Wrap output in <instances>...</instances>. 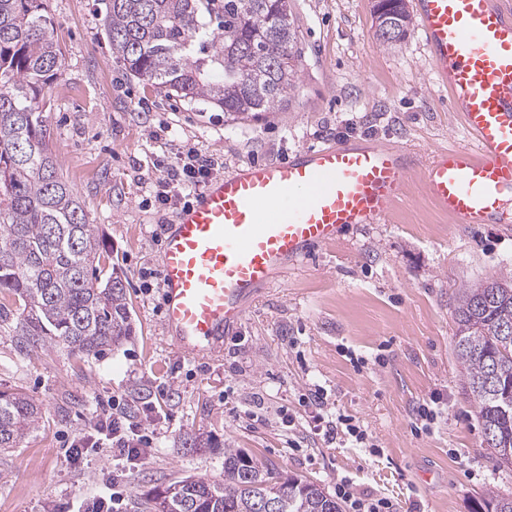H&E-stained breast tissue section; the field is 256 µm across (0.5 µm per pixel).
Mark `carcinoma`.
Listing matches in <instances>:
<instances>
[{
	"instance_id": "1",
	"label": "carcinoma",
	"mask_w": 512,
	"mask_h": 512,
	"mask_svg": "<svg viewBox=\"0 0 512 512\" xmlns=\"http://www.w3.org/2000/svg\"><path fill=\"white\" fill-rule=\"evenodd\" d=\"M112 54L144 84L202 101L241 123L289 102L300 52L290 0H101ZM378 39H403L408 0L373 5ZM44 0H0V293L18 307L25 350L59 339L75 355L97 354L132 335L125 284L102 276L111 252L86 220L56 168L44 107L62 67ZM455 354L462 388L478 407L491 461L512 468V276L458 289ZM40 411L22 393L0 392V451L35 429ZM275 467L224 449V482L187 477L169 512H258L267 497L279 512H342L320 484L275 481ZM474 512H512V496L494 491Z\"/></svg>"
}]
</instances>
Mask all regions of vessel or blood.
<instances>
[{
	"label": "vessel or blood",
	"mask_w": 512,
	"mask_h": 512,
	"mask_svg": "<svg viewBox=\"0 0 512 512\" xmlns=\"http://www.w3.org/2000/svg\"><path fill=\"white\" fill-rule=\"evenodd\" d=\"M413 10L472 147L419 166L398 148L328 143L214 176L176 214L159 258L164 326L179 351H220L261 290L310 247L383 220L413 171L458 223H512V0H413Z\"/></svg>",
	"instance_id": "obj_1"
}]
</instances>
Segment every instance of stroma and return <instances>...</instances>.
<instances>
[{
  "instance_id": "35a3bbf8",
  "label": "stroma",
  "mask_w": 512,
  "mask_h": 512,
  "mask_svg": "<svg viewBox=\"0 0 512 512\" xmlns=\"http://www.w3.org/2000/svg\"><path fill=\"white\" fill-rule=\"evenodd\" d=\"M291 2L302 48L291 102L232 123L130 76L112 53L99 0H46L64 50L46 110L50 148L127 279L134 334L77 356L58 342L22 350L15 321L0 322V391L26 394L42 413L38 428L0 453V512L81 500L114 476L126 486V512H140L144 494L171 481H222L228 448L331 494L343 483L388 499L400 512H470L485 490L512 495V470L495 469L483 447L454 354L455 293L512 274V227L456 223L420 173L381 223L311 249L261 292L220 352L188 357L165 338L156 284L176 210L155 191L180 155L200 151L220 173L325 143L376 142L423 160L467 142L419 29L387 46L375 35L373 0ZM315 384L367 443L332 446L311 434L302 400ZM434 395L439 417L416 432L415 409ZM105 401L153 433L154 448L136 464L106 451L71 464L65 444ZM286 413L295 431L283 426Z\"/></svg>"
}]
</instances>
